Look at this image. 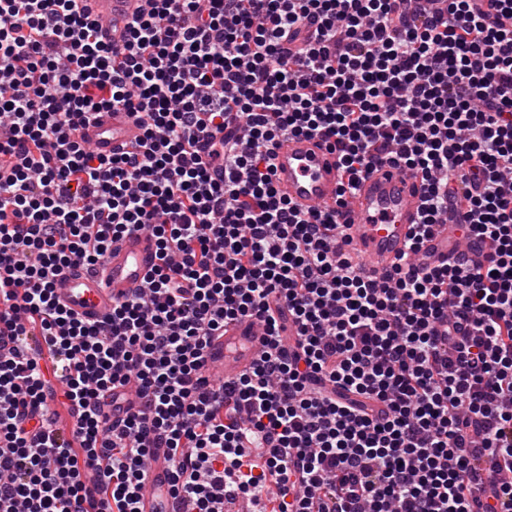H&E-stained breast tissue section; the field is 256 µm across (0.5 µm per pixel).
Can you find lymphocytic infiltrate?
Here are the masks:
<instances>
[{
  "label": "lymphocytic infiltrate",
  "instance_id": "obj_1",
  "mask_svg": "<svg viewBox=\"0 0 512 512\" xmlns=\"http://www.w3.org/2000/svg\"><path fill=\"white\" fill-rule=\"evenodd\" d=\"M79 2L0 0V512H140L155 448L187 512H512V0H154L119 46ZM114 109L137 149L87 150ZM299 135L336 151L335 207L377 164L421 177L383 279L335 207L278 194ZM456 205L488 263H420ZM140 231L157 262L105 322L56 302ZM242 318L260 360L215 383L205 351Z\"/></svg>",
  "mask_w": 512,
  "mask_h": 512
}]
</instances>
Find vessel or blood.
Masks as SVG:
<instances>
[{"label":"vessel or blood","instance_id":"b4317fda","mask_svg":"<svg viewBox=\"0 0 512 512\" xmlns=\"http://www.w3.org/2000/svg\"><path fill=\"white\" fill-rule=\"evenodd\" d=\"M91 14L103 24L101 37L122 43L129 21L149 12L151 0H87ZM142 134L132 113L118 110L102 113L98 122L80 129L78 137L101 155H118L130 150ZM274 184L278 193L300 210L335 206L342 179L337 155L320 137L289 136L275 148ZM423 205L418 178L384 164L365 175L354 197L337 208V223L347 225L353 252L369 274L382 277L406 250ZM454 213L447 224L436 225L426 239L420 256L424 263L447 262L456 252ZM155 244L145 232L114 242L103 272L94 274L71 268L59 275L53 291L56 301L82 319L100 322L112 303L132 289L141 287L155 264ZM261 336L253 320L241 319L224 327L207 349V371L221 381L235 379L258 360ZM172 467L167 449H154L147 466V479L140 501L141 512H172L170 486Z\"/></svg>","mask_w":512,"mask_h":512}]
</instances>
